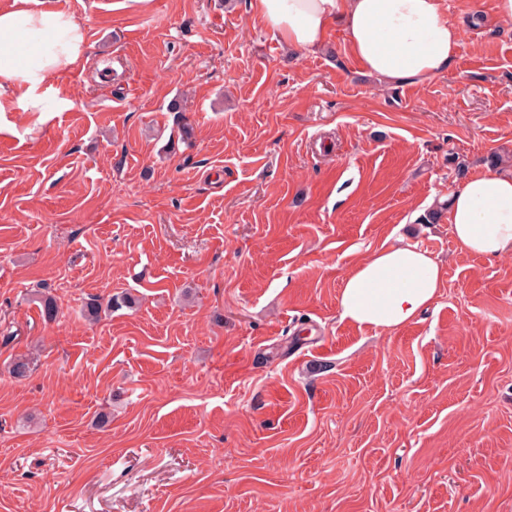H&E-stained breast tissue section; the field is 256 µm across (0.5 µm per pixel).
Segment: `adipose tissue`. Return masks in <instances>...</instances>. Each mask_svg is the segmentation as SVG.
I'll list each match as a JSON object with an SVG mask.
<instances>
[{"label":"adipose tissue","mask_w":512,"mask_h":512,"mask_svg":"<svg viewBox=\"0 0 512 512\" xmlns=\"http://www.w3.org/2000/svg\"><path fill=\"white\" fill-rule=\"evenodd\" d=\"M254 17L288 47L319 51L341 24L365 75L422 83L450 68L462 31L445 0H252ZM84 28L50 0H12L0 10V114L40 109L44 86L82 67ZM450 231L461 252L512 255V170L466 172L452 192ZM444 267L415 243L397 242L359 261L338 296L340 317L392 331L438 298Z\"/></svg>","instance_id":"obj_1"}]
</instances>
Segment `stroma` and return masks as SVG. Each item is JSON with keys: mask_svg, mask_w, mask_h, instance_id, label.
Masks as SVG:
<instances>
[{"mask_svg": "<svg viewBox=\"0 0 512 512\" xmlns=\"http://www.w3.org/2000/svg\"><path fill=\"white\" fill-rule=\"evenodd\" d=\"M113 2L54 0L88 61L0 115V512H512V255L418 221L457 163L512 166L494 0H445L452 66L391 86L337 25L310 53L251 0ZM400 238L442 262L435 304L342 321ZM133 303H135L134 299L128 295H122L121 297H112V295H109L105 301L91 299L90 302L86 304L85 316L89 321H96L102 312L112 313V308L115 307H117V309L123 306L131 308Z\"/></svg>", "mask_w": 512, "mask_h": 512, "instance_id": "obj_1", "label": "stroma"}]
</instances>
